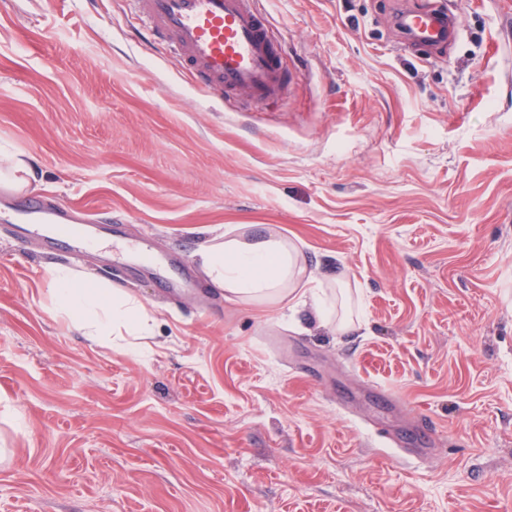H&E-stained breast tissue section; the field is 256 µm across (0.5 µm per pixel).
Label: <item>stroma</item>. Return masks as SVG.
I'll return each mask as SVG.
<instances>
[{
  "instance_id": "35a3bbf8",
  "label": "stroma",
  "mask_w": 512,
  "mask_h": 512,
  "mask_svg": "<svg viewBox=\"0 0 512 512\" xmlns=\"http://www.w3.org/2000/svg\"><path fill=\"white\" fill-rule=\"evenodd\" d=\"M428 3L462 26L427 55L397 14ZM260 6L285 99L205 97L128 0H0V145L34 164L0 192V512H512V0ZM33 197L123 266L19 249ZM228 224L340 276L361 332L137 268L141 240L192 263ZM55 264L153 337L52 316Z\"/></svg>"
}]
</instances>
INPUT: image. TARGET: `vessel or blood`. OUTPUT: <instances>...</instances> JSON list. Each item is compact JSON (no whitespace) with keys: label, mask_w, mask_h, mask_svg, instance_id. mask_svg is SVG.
Returning <instances> with one entry per match:
<instances>
[{"label":"vessel or blood","mask_w":512,"mask_h":512,"mask_svg":"<svg viewBox=\"0 0 512 512\" xmlns=\"http://www.w3.org/2000/svg\"><path fill=\"white\" fill-rule=\"evenodd\" d=\"M131 4L166 49L186 61L201 92L227 98L243 93L255 100L285 94L288 81L281 54L259 0H131ZM402 24L423 47L444 42L455 29L454 18L432 7L406 11ZM22 220L24 242L38 239L51 246L52 237L39 234L42 224L61 225L64 234L84 246L91 240L89 225L70 223L60 209L40 205Z\"/></svg>","instance_id":"obj_1"}]
</instances>
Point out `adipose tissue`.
<instances>
[{"mask_svg":"<svg viewBox=\"0 0 512 512\" xmlns=\"http://www.w3.org/2000/svg\"><path fill=\"white\" fill-rule=\"evenodd\" d=\"M210 282L230 301L310 304L320 320L330 318L317 293L322 283L307 272V261L292 242L259 231L253 224H228L222 241L199 253ZM51 312L70 321L88 339L112 336L137 348L152 334V318L134 296L56 265L48 271Z\"/></svg>","mask_w":512,"mask_h":512,"instance_id":"adipose-tissue-1","label":"adipose tissue"}]
</instances>
